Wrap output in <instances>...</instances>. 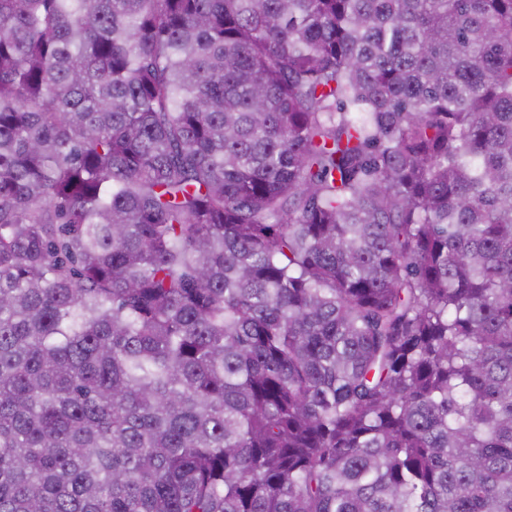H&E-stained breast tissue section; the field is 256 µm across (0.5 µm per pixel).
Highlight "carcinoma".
I'll return each mask as SVG.
<instances>
[{"instance_id": "obj_1", "label": "carcinoma", "mask_w": 512, "mask_h": 512, "mask_svg": "<svg viewBox=\"0 0 512 512\" xmlns=\"http://www.w3.org/2000/svg\"><path fill=\"white\" fill-rule=\"evenodd\" d=\"M0 512H512V0H0Z\"/></svg>"}]
</instances>
